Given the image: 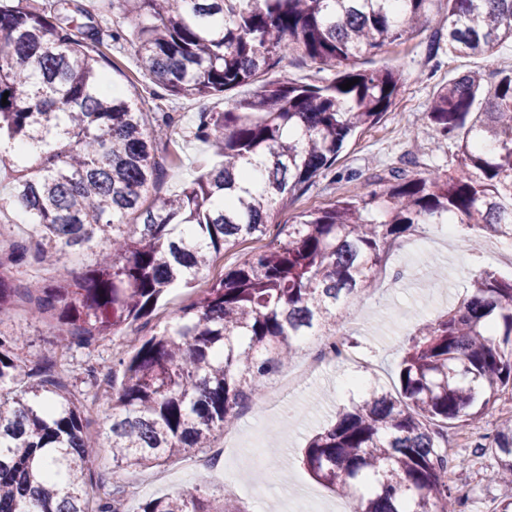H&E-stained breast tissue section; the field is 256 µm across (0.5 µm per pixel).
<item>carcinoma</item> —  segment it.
<instances>
[{"instance_id":"1","label":"carcinoma","mask_w":512,"mask_h":512,"mask_svg":"<svg viewBox=\"0 0 512 512\" xmlns=\"http://www.w3.org/2000/svg\"><path fill=\"white\" fill-rule=\"evenodd\" d=\"M129 28L105 27L76 0H0V168L16 172L0 213L20 203L32 236L0 250V323L21 297L45 322L54 354L30 366L21 337L0 330V512H123L117 482L96 477V442L65 377L72 348L124 340L110 364L87 369L112 383L105 439L113 471L160 467L209 447L238 408L263 392L299 342L345 338L347 308L376 286L391 244L414 224H466L512 239V71L471 72L441 86L424 113L457 148L458 168L415 177L393 169L355 193L283 225L244 251L163 325V293L194 282L217 255L266 235L275 210L332 172L345 144L379 123L405 84L395 67L357 60L399 45L429 20L432 0H114ZM132 36L143 71L172 97H208L257 85L222 112H202L191 136L222 158L179 192L157 191L165 164L155 133L171 113L140 96L106 97L105 50ZM438 38L453 55H486L512 41V0H446ZM297 52L321 84L271 80ZM357 80L351 88L340 85ZM25 141L46 150L30 157ZM261 158L262 194L245 185ZM96 250L74 275L60 259ZM57 270L49 282L19 277ZM399 389L372 390L336 413L303 462L355 512H463L445 481L448 428L472 421L512 386V279L491 271L440 319L409 339ZM492 482H512V425L479 445ZM101 490L90 506L89 489ZM141 512H242L201 489L145 503Z\"/></svg>"}]
</instances>
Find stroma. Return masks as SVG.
Instances as JSON below:
<instances>
[{"mask_svg": "<svg viewBox=\"0 0 512 512\" xmlns=\"http://www.w3.org/2000/svg\"><path fill=\"white\" fill-rule=\"evenodd\" d=\"M433 39L434 32L429 29L390 48L387 54L359 59L362 69L394 66L403 71L406 82L396 107L384 122L352 139L343 149L336 162L340 180L319 179L288 208L276 212L275 223H292L302 212L329 206L355 191H370L376 175L387 174L394 167L408 166L410 174L421 177L434 169L456 168L450 141H442L430 151L416 150V143L426 142L429 136L421 124V114L448 79L490 65L511 68L512 42L494 46L487 57L456 56L444 48L430 57L426 48ZM108 55L114 64L113 82L125 94L145 96L155 90L152 77L138 68L133 41L113 47ZM161 105L174 116L176 132L159 134L157 153L177 154L179 161L166 168L158 189L173 193L196 179L202 160L210 156L209 147L191 135L199 113L224 111L228 100L221 95L166 96ZM349 173L354 176L350 182L345 179ZM497 242V237L461 224L452 230L444 224L414 225L390 248L386 273L376 287L363 293L347 312L345 332L356 343L352 361L327 364L285 393L279 392L278 379H271L267 390L279 392L277 405L263 408L259 397L248 402L235 428L217 436L216 445L227 444L231 450L221 459H213L211 469L193 468L178 457L162 467H130L116 472L111 454L104 449L92 462L94 474H113L137 486V493L126 500V512H140L145 500L178 496L199 486L213 498L222 499L228 496L225 482L229 479L237 487L231 496L243 512H355L354 499L334 494L304 467L302 455L307 442L330 424L337 409L361 399V391L347 384L351 376H361L372 386L394 389L407 341L419 328L446 314L482 271L512 277V258L495 252ZM434 265L445 274L444 286L437 290L428 282ZM0 328L22 335V355L30 361L42 359L51 350V336L31 317L11 316L0 323ZM114 347V341L107 340L89 350H72L69 358L71 378L81 384L83 398L91 405L87 429L96 436L109 425L112 409L107 399H96L95 388L84 378L89 365L111 360ZM511 419L512 396L506 394L475 423L449 428L448 451L454 458L449 478L467 497L464 512H495L500 500L512 497V485L488 480L492 458L474 450L477 442L494 436Z\"/></svg>", "mask_w": 512, "mask_h": 512, "instance_id": "stroma-1", "label": "stroma"}]
</instances>
